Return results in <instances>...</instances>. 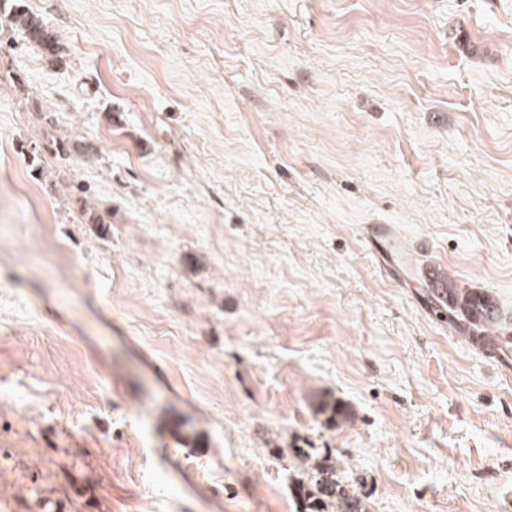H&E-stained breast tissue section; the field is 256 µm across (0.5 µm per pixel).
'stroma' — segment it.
Wrapping results in <instances>:
<instances>
[{
	"instance_id": "35a3bbf8",
	"label": "stroma",
	"mask_w": 512,
	"mask_h": 512,
	"mask_svg": "<svg viewBox=\"0 0 512 512\" xmlns=\"http://www.w3.org/2000/svg\"><path fill=\"white\" fill-rule=\"evenodd\" d=\"M22 4L62 51L0 17V512H302L300 449L512 512V354L421 295L512 321V0ZM426 294L432 311L448 327L468 337L487 352L511 349L512 334L501 336L496 330L501 325V313L491 292L466 288L455 278L439 274L435 282L426 280Z\"/></svg>"
}]
</instances>
